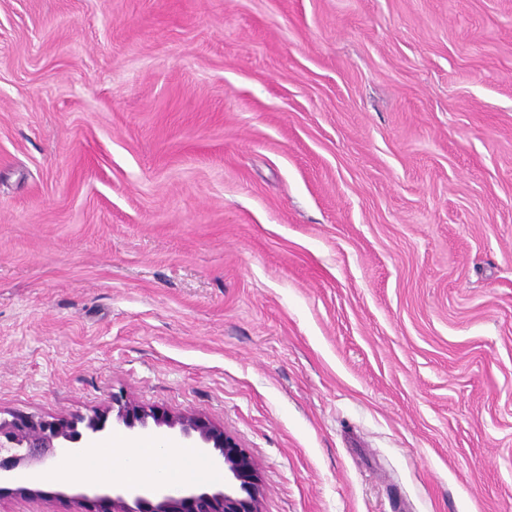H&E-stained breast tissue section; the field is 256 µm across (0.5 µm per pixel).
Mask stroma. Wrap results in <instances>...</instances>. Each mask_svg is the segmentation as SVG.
<instances>
[{
  "label": "stroma",
  "instance_id": "stroma-1",
  "mask_svg": "<svg viewBox=\"0 0 512 512\" xmlns=\"http://www.w3.org/2000/svg\"><path fill=\"white\" fill-rule=\"evenodd\" d=\"M122 394L262 512H512V0H0V416Z\"/></svg>",
  "mask_w": 512,
  "mask_h": 512
}]
</instances>
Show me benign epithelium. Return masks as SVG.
<instances>
[{
	"label": "benign epithelium",
	"instance_id": "obj_1",
	"mask_svg": "<svg viewBox=\"0 0 512 512\" xmlns=\"http://www.w3.org/2000/svg\"><path fill=\"white\" fill-rule=\"evenodd\" d=\"M130 430L175 432L197 448L213 467L224 470V485L190 484L151 489L119 485L112 492L71 496L80 512H262L263 488L258 463L237 439L207 418L173 414L130 399L87 416L45 420L14 413L0 418V492L29 497L39 494L26 475L50 459L82 454L108 425Z\"/></svg>",
	"mask_w": 512,
	"mask_h": 512
}]
</instances>
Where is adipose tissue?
<instances>
[{
  "label": "adipose tissue",
  "instance_id": "obj_1",
  "mask_svg": "<svg viewBox=\"0 0 512 512\" xmlns=\"http://www.w3.org/2000/svg\"><path fill=\"white\" fill-rule=\"evenodd\" d=\"M171 453V448H162L155 443L117 438L108 448H93L80 455L59 457L33 472L32 478L46 483L69 475L90 485L133 483L144 488L162 480L172 484L185 483L186 477L178 467L162 463Z\"/></svg>",
  "mask_w": 512,
  "mask_h": 512
}]
</instances>
